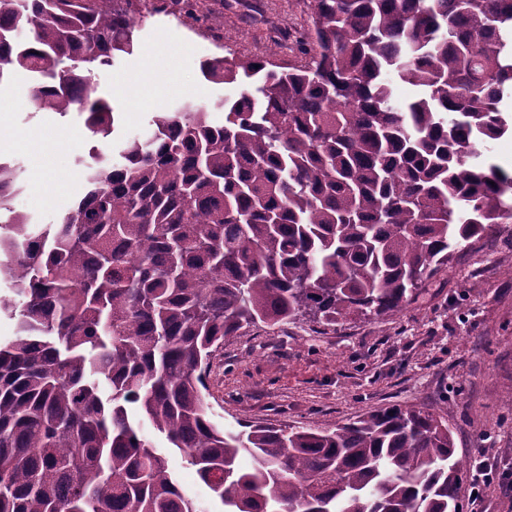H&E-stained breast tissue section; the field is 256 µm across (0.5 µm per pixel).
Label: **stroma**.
I'll return each mask as SVG.
<instances>
[{
	"label": "stroma",
	"mask_w": 512,
	"mask_h": 512,
	"mask_svg": "<svg viewBox=\"0 0 512 512\" xmlns=\"http://www.w3.org/2000/svg\"><path fill=\"white\" fill-rule=\"evenodd\" d=\"M197 12L203 23L144 14L137 51L97 71V95L116 111L114 138L142 132L154 113L237 95L236 87L202 78L206 58L264 57L283 67L304 60L296 42L306 0H199ZM149 70L152 83L127 84ZM183 74L193 77L197 94L180 90ZM30 85L24 74L0 84V99L12 105L0 112V160L19 171L11 208L54 224L82 195L77 160L97 140L81 112L35 111ZM207 383L215 419L231 431L256 424L327 429L392 405L439 413L458 459L468 464L484 451L512 482V242L499 234L391 316L242 330L214 352ZM149 436L166 450L183 490L206 512H220L195 468L163 435Z\"/></svg>",
	"instance_id": "obj_1"
}]
</instances>
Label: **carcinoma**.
Instances as JSON below:
<instances>
[{
    "instance_id": "1",
    "label": "carcinoma",
    "mask_w": 512,
    "mask_h": 512,
    "mask_svg": "<svg viewBox=\"0 0 512 512\" xmlns=\"http://www.w3.org/2000/svg\"><path fill=\"white\" fill-rule=\"evenodd\" d=\"M132 0H0V84L86 113L101 147L56 224L9 207L0 161V512H202L149 424L224 512H462L448 423L407 406L327 430L214 419L206 373L241 329L401 311L512 224V0H307L308 61L210 57L240 91L110 139L94 71L134 53ZM192 0H154L188 12ZM417 89L407 103L392 82ZM253 465L243 469L242 457ZM484 153L483 155L488 157L493 163H496L512 171V137L506 136L500 140L495 141L488 146L487 150H484L482 146L479 147Z\"/></svg>"
}]
</instances>
